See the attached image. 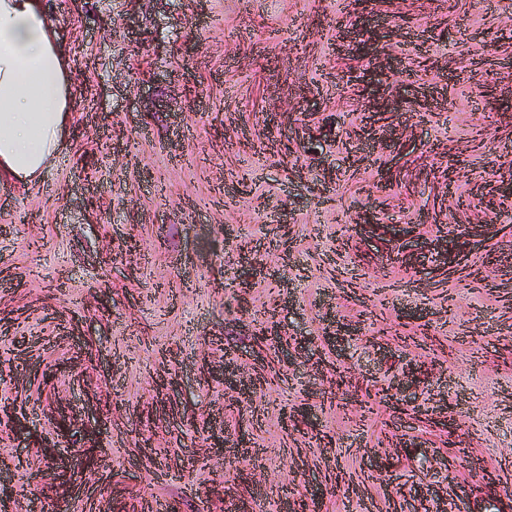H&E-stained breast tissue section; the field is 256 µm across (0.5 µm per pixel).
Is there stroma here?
Here are the masks:
<instances>
[{
	"label": "stroma",
	"instance_id": "35a3bbf8",
	"mask_svg": "<svg viewBox=\"0 0 512 512\" xmlns=\"http://www.w3.org/2000/svg\"><path fill=\"white\" fill-rule=\"evenodd\" d=\"M47 2L75 110L0 179L7 512H512V0Z\"/></svg>",
	"mask_w": 512,
	"mask_h": 512
}]
</instances>
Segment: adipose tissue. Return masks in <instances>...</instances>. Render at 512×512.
<instances>
[{
	"label": "adipose tissue",
	"mask_w": 512,
	"mask_h": 512,
	"mask_svg": "<svg viewBox=\"0 0 512 512\" xmlns=\"http://www.w3.org/2000/svg\"><path fill=\"white\" fill-rule=\"evenodd\" d=\"M73 108L69 52L46 0H0V176L39 181Z\"/></svg>",
	"instance_id": "1"
}]
</instances>
